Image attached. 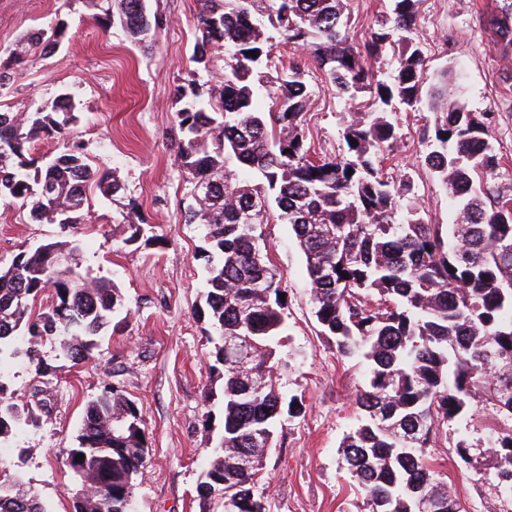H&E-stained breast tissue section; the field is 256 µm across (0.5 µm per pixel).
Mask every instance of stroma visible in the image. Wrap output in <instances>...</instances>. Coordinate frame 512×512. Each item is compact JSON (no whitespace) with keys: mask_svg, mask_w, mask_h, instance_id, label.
<instances>
[{"mask_svg":"<svg viewBox=\"0 0 512 512\" xmlns=\"http://www.w3.org/2000/svg\"><path fill=\"white\" fill-rule=\"evenodd\" d=\"M501 0H419L417 39L428 77L443 69L461 72L460 101L487 117L498 163L487 181L512 198V45L501 42L489 21ZM163 18L155 46L136 44L120 24L101 23L86 0H0V63L9 64L19 37L54 31L52 51L20 64V76L0 109L24 113L52 109L68 97L77 122L70 138L28 146L36 165L83 147L89 163L117 170L125 197L140 220L154 228V241L131 240L127 225L112 221V204L90 192V208L77 229L83 272L114 282L124 308L97 338L90 359L74 362L57 343L40 354L50 367L37 374L25 358L13 359L4 378L15 402L32 410V421L6 438L10 473L43 498L48 512H70L75 486L61 451L76 447L87 404L105 386L122 391L141 416L148 464L137 478L131 512H200L197 486L209 453L224 427L223 398L211 394L210 330L205 305L204 231L185 223L191 202L177 161L182 135L175 119L177 87L207 90L222 78L221 66L191 71L198 36L199 0H150ZM298 61L311 90L304 116L306 143L314 157L345 155L341 124L346 113L364 111L367 99L338 97L302 47L274 43L268 73ZM425 110L396 111L394 146L381 156V174L394 184L412 182L426 222L449 224L448 195L419 160L428 150ZM270 260L283 276L288 339L279 352V388L301 397L302 414L283 422L276 446L264 461L259 492L271 512H369L339 454L359 411L354 396L364 381L361 364L343 360L319 332L302 255L289 225L261 227ZM60 225L32 222L27 213L0 206V266L21 250L66 239ZM49 402L40 406L35 390ZM486 414L443 428L427 455L464 512H512V499L498 495L466 468L455 444L487 443Z\"/></svg>","mask_w":512,"mask_h":512,"instance_id":"obj_1","label":"stroma"}]
</instances>
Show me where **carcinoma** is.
<instances>
[{
  "mask_svg": "<svg viewBox=\"0 0 512 512\" xmlns=\"http://www.w3.org/2000/svg\"><path fill=\"white\" fill-rule=\"evenodd\" d=\"M99 1L105 18L133 41L153 45L162 18L150 14L147 0H88ZM416 2L392 0L390 12L357 42L345 0H202L191 62L207 70L214 51L224 50V79L204 94L179 88L176 119L180 167L190 189H199L184 222L203 226L208 242L202 258L211 370L223 379L224 430L198 490L208 506L216 499L228 503L224 512H266L256 492L263 465L245 471L238 460L266 458L278 424L301 415L302 402L285 398L277 384L287 305L259 232L273 213L291 226L303 254L320 333L342 358L367 364L356 398L363 419L340 448L370 512H417L425 495L438 502L437 512H462L435 482L425 449L441 426L466 419L474 401L489 412L488 453L478 454L475 473L512 497V483L501 481L512 477V199L485 206L482 179L497 155L485 121L454 102L452 76L444 70L423 85ZM490 24L512 43V0ZM269 26L283 43L303 47L344 98L372 99L371 111L344 119V157L315 160L306 146L310 89L299 64L269 84L256 80L269 60ZM46 44L53 42L42 33L26 35L12 54L34 61ZM389 48L397 51L393 68L373 70L371 62ZM421 104L431 114L422 164L454 206L455 222L446 229L423 220L411 184L397 187L377 167L398 136L387 114ZM74 122L69 107L52 115L0 111V203L30 201L32 220L75 229L93 187L119 204L129 241L137 240L143 228L132 219L135 204L123 202L116 171L92 167L77 145L43 166L25 157V145L64 137ZM244 169L259 183L241 181ZM60 253L73 265L60 269ZM78 256L76 244L60 240L0 266V367L22 353L37 373H47L40 346L48 338L73 361L92 354L122 303L116 284L79 272ZM47 289L56 301L39 312ZM226 336L238 337L242 350L224 352ZM23 414L0 380V438ZM140 432L138 409L120 390L106 387L87 405L77 446L63 451L75 482L87 487L74 494L72 512H129L146 468ZM0 512L48 510L19 476L8 475L0 480Z\"/></svg>",
  "mask_w": 512,
  "mask_h": 512,
  "instance_id": "cac0c4a2",
  "label": "carcinoma"
}]
</instances>
